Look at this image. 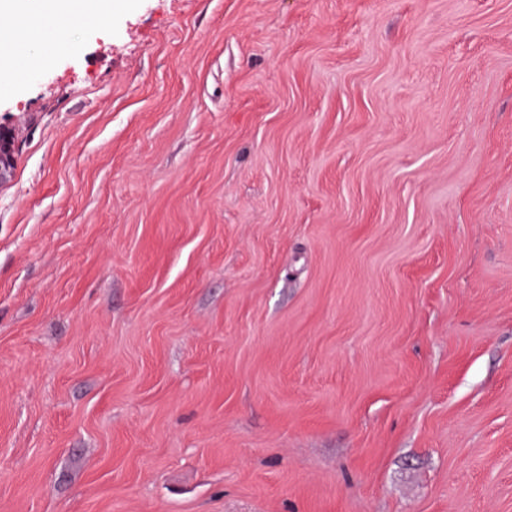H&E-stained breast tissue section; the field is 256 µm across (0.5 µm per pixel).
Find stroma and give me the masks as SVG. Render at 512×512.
Returning <instances> with one entry per match:
<instances>
[{
    "label": "stroma",
    "instance_id": "1",
    "mask_svg": "<svg viewBox=\"0 0 512 512\" xmlns=\"http://www.w3.org/2000/svg\"><path fill=\"white\" fill-rule=\"evenodd\" d=\"M0 125V512H512V0H118ZM15 169V132L0 128V186L9 182Z\"/></svg>",
    "mask_w": 512,
    "mask_h": 512
}]
</instances>
